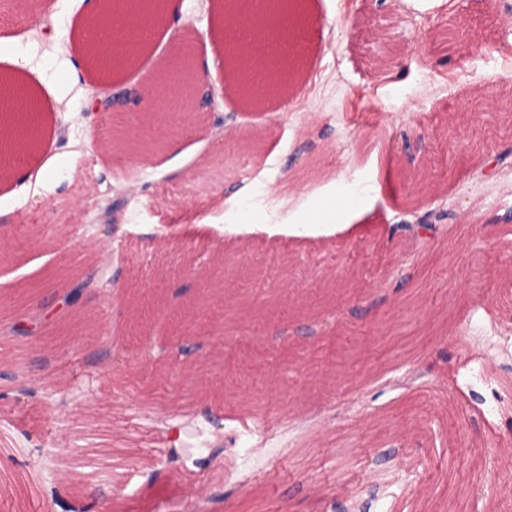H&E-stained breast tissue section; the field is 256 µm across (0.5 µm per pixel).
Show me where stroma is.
Listing matches in <instances>:
<instances>
[{"label":"stroma","instance_id":"stroma-1","mask_svg":"<svg viewBox=\"0 0 512 512\" xmlns=\"http://www.w3.org/2000/svg\"><path fill=\"white\" fill-rule=\"evenodd\" d=\"M182 4L120 82L150 86L185 43L200 65L228 53L218 0ZM303 10L316 24L288 93L245 105L220 67L215 111L129 103L130 135L157 143L131 158L111 115L86 113L102 81L72 41L87 0H0V76L39 87L55 160L0 209V328L40 311L26 292L44 280L69 289L99 266L112 281L77 302L87 326L26 338L23 368L0 331V512H61L54 489L104 512H331L386 446L401 466L371 512H512V157L494 161L512 147L494 110L512 97V0ZM346 196L348 229L310 223ZM411 204L441 215L430 249L397 228ZM191 415L194 446L221 449L203 470L165 463ZM316 415L313 435L293 433ZM25 432L55 444L50 486Z\"/></svg>","mask_w":512,"mask_h":512}]
</instances>
